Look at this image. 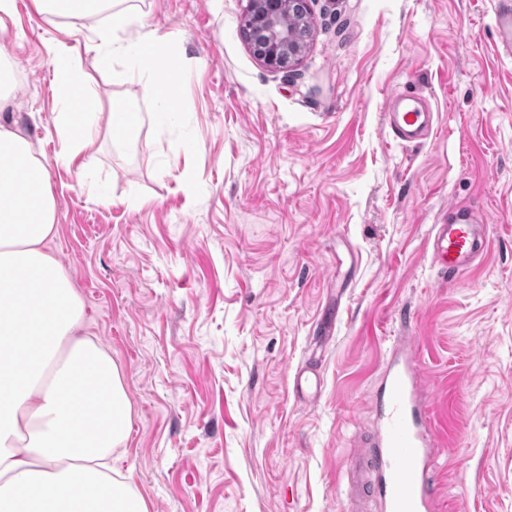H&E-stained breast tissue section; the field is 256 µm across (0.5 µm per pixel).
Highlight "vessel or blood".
<instances>
[{"label": "vessel or blood", "mask_w": 512, "mask_h": 512, "mask_svg": "<svg viewBox=\"0 0 512 512\" xmlns=\"http://www.w3.org/2000/svg\"><path fill=\"white\" fill-rule=\"evenodd\" d=\"M388 125L393 136L410 144L431 128L429 113L409 98L392 96ZM487 243L484 225L471 223L469 211L457 209L454 221L434 225L433 261L448 274L467 270ZM378 421L368 461L352 455L354 512H433L437 486L431 450L439 426L423 401L417 360L403 353L390 357L377 399Z\"/></svg>", "instance_id": "obj_1"}]
</instances>
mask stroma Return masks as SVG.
I'll return each mask as SVG.
<instances>
[{
    "mask_svg": "<svg viewBox=\"0 0 512 512\" xmlns=\"http://www.w3.org/2000/svg\"><path fill=\"white\" fill-rule=\"evenodd\" d=\"M182 78L175 124L134 148L106 125L58 164L43 41L17 0L0 38L18 89L0 123L46 159L49 249L119 366V463L150 512H350L346 461L374 425L397 337L447 423L437 512H512V55L500 0H309L301 62L266 67L246 0H131ZM81 62L101 105L142 80ZM429 98L432 135L395 140L392 93ZM457 206L488 248L448 276L433 224ZM317 392H297L298 373Z\"/></svg>",
    "mask_w": 512,
    "mask_h": 512,
    "instance_id": "obj_1",
    "label": "stroma"
}]
</instances>
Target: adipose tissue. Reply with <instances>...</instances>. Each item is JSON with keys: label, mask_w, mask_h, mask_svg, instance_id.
I'll return each instance as SVG.
<instances>
[{"label": "adipose tissue", "mask_w": 512, "mask_h": 512, "mask_svg": "<svg viewBox=\"0 0 512 512\" xmlns=\"http://www.w3.org/2000/svg\"><path fill=\"white\" fill-rule=\"evenodd\" d=\"M125 2L32 0L57 29L108 16L87 50L98 69L120 65L145 79V100L116 97L108 112L113 134L131 142L144 126L175 123L181 106L174 83L160 86L145 74L157 37L137 29ZM46 49L61 104L54 122L57 160L69 166L92 140L100 105L74 48L51 38ZM0 159V270L11 281L0 288V512H62L76 487L81 512H150L117 476L132 418L122 374L103 346L83 334V301L48 249L58 226L46 165L31 141L3 125ZM80 371L91 374L92 386L76 385ZM91 396L106 406L92 421L77 409Z\"/></svg>", "instance_id": "obj_1"}]
</instances>
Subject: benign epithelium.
Segmentation results:
<instances>
[{
	"label": "benign epithelium",
	"mask_w": 512,
	"mask_h": 512,
	"mask_svg": "<svg viewBox=\"0 0 512 512\" xmlns=\"http://www.w3.org/2000/svg\"><path fill=\"white\" fill-rule=\"evenodd\" d=\"M285 11L305 16L307 0H247L245 7L252 32L262 36L249 45L259 60L274 69L295 65L306 47L297 31L283 19Z\"/></svg>",
	"instance_id": "obj_1"
}]
</instances>
